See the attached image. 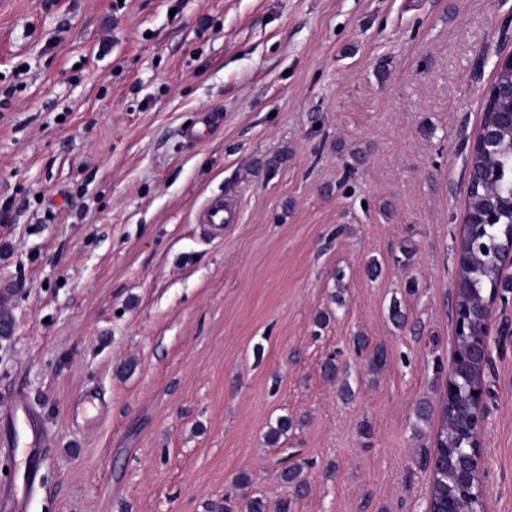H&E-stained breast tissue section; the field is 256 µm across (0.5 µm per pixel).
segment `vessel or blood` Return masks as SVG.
<instances>
[{
  "instance_id": "b4317fda",
  "label": "vessel or blood",
  "mask_w": 512,
  "mask_h": 512,
  "mask_svg": "<svg viewBox=\"0 0 512 512\" xmlns=\"http://www.w3.org/2000/svg\"><path fill=\"white\" fill-rule=\"evenodd\" d=\"M220 117L212 111L201 113L199 119L182 130L184 139L193 143L206 140L219 124ZM231 213L223 198L205 200L196 215L200 224L210 225L216 233H223ZM14 286L10 280H0V334H9L13 321ZM47 442L42 434L37 416L28 408V398L23 390H15L11 405L0 409V447L11 453L21 454L22 460L12 487L0 494V512H26L29 489L41 482L43 455Z\"/></svg>"
}]
</instances>
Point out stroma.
Listing matches in <instances>:
<instances>
[{
    "instance_id": "stroma-1",
    "label": "stroma",
    "mask_w": 512,
    "mask_h": 512,
    "mask_svg": "<svg viewBox=\"0 0 512 512\" xmlns=\"http://www.w3.org/2000/svg\"><path fill=\"white\" fill-rule=\"evenodd\" d=\"M510 50L512 0H0V405L23 389L48 440L29 512H216L243 473L292 512H424L415 409L448 380L466 156ZM494 321L489 508L512 512V292ZM91 389L105 415L75 416ZM215 112L219 111L202 112L199 119L195 121L194 124L183 128V138L193 143L206 140L220 122V116L215 114ZM231 213L224 206L223 197H213L205 200L196 215L197 224H209L213 230L222 235L224 233V223L229 222ZM14 286L10 280H0V334H9L13 321Z\"/></svg>"
}]
</instances>
